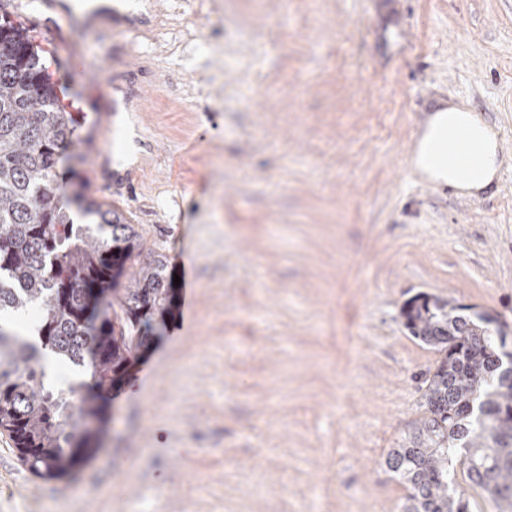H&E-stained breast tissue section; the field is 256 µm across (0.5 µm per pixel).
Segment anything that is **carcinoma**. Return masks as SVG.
<instances>
[{"mask_svg":"<svg viewBox=\"0 0 512 512\" xmlns=\"http://www.w3.org/2000/svg\"><path fill=\"white\" fill-rule=\"evenodd\" d=\"M73 136L27 28L1 16L0 314L35 310L39 327L36 343L0 329V433L52 480L93 457L116 379L174 309L164 256L123 213L77 189ZM74 210L94 221L75 223ZM401 316L438 354L425 416L386 458L409 490L402 512H470L457 464L512 512V366L495 319L425 293Z\"/></svg>","mask_w":512,"mask_h":512,"instance_id":"carcinoma-1","label":"carcinoma"}]
</instances>
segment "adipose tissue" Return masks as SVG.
Here are the masks:
<instances>
[{
  "instance_id": "obj_1",
  "label": "adipose tissue",
  "mask_w": 512,
  "mask_h": 512,
  "mask_svg": "<svg viewBox=\"0 0 512 512\" xmlns=\"http://www.w3.org/2000/svg\"><path fill=\"white\" fill-rule=\"evenodd\" d=\"M413 163L427 182L459 194L485 188L502 166L494 131L453 104L433 113L415 144Z\"/></svg>"
}]
</instances>
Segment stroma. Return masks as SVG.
<instances>
[{"instance_id": "1", "label": "stroma", "mask_w": 512, "mask_h": 512, "mask_svg": "<svg viewBox=\"0 0 512 512\" xmlns=\"http://www.w3.org/2000/svg\"><path fill=\"white\" fill-rule=\"evenodd\" d=\"M160 7L133 44L156 90L129 129L139 186L119 198L85 143L111 85L43 17L11 15L71 114L86 194L181 283L74 478L35 476L0 434V512H401L385 459L438 359L403 304L426 292L512 325V0ZM440 94L502 136L474 202L409 162Z\"/></svg>"}]
</instances>
